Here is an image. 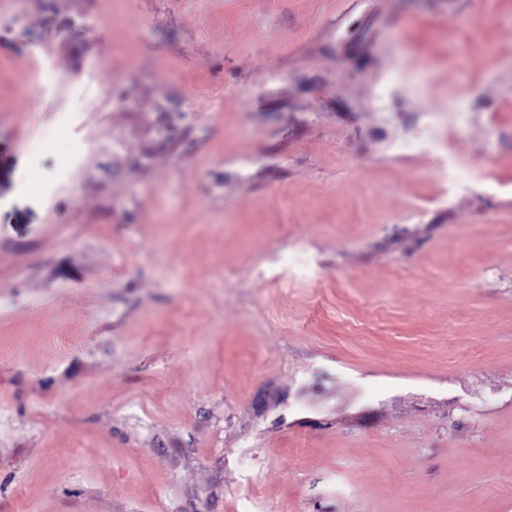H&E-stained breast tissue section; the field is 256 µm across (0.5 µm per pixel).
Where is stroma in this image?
<instances>
[{"label":"stroma","mask_w":512,"mask_h":512,"mask_svg":"<svg viewBox=\"0 0 512 512\" xmlns=\"http://www.w3.org/2000/svg\"><path fill=\"white\" fill-rule=\"evenodd\" d=\"M246 487L512 512V0H0V512ZM439 149L440 142L432 130L409 136L393 145V151L398 154L426 153Z\"/></svg>","instance_id":"1"}]
</instances>
